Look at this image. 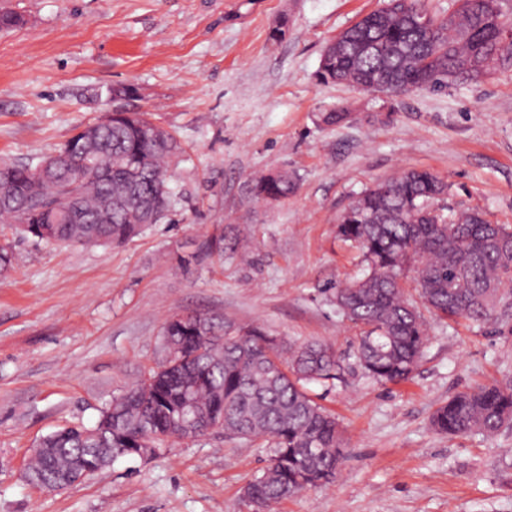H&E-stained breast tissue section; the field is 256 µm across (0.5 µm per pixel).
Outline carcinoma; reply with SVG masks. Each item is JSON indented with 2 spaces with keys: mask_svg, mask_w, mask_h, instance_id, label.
<instances>
[{
  "mask_svg": "<svg viewBox=\"0 0 512 512\" xmlns=\"http://www.w3.org/2000/svg\"><path fill=\"white\" fill-rule=\"evenodd\" d=\"M511 61L512 20L500 0H457L444 16L429 12L425 0H388L326 44L319 78L401 95L478 80ZM182 153L176 135L148 113L110 112L35 165L0 164V224L13 219L16 230L53 245L122 244L166 219L168 171ZM47 163L69 176H43ZM296 188L286 171L253 182L255 196L268 201ZM447 199L442 178L407 170L363 191L336 225L364 273L329 290L359 330L356 364L381 383L410 378L427 341L426 312L494 328L512 320V225L476 209L449 216ZM227 249L236 251L238 242L212 235L180 264L186 269ZM164 348L163 362L113 399L95 427L65 426L40 439L28 466L32 484L57 491L86 458L96 457L99 471L111 453L192 438L181 423L188 401L227 438L271 442L268 466L244 488L255 512L334 481L344 439L307 390L346 381L348 367L332 346L286 348L256 326L188 314L166 323ZM431 423L448 435L495 434L512 423V388L461 391Z\"/></svg>",
  "mask_w": 512,
  "mask_h": 512,
  "instance_id": "carcinoma-1",
  "label": "carcinoma"
}]
</instances>
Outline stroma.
<instances>
[{
	"instance_id": "1",
	"label": "stroma",
	"mask_w": 512,
	"mask_h": 512,
	"mask_svg": "<svg viewBox=\"0 0 512 512\" xmlns=\"http://www.w3.org/2000/svg\"><path fill=\"white\" fill-rule=\"evenodd\" d=\"M383 0H0V163H37L120 108L149 112L185 154L171 167L166 220L120 246H52L0 228L18 263L0 276V512H251L244 486L265 442H165L61 492L25 479L36 440L94 426L113 398L165 357L162 333L189 313L254 325L299 346L351 354L357 329L328 285L362 275L336 238L364 189L412 168L450 186L448 204L512 225V64L441 91L390 96L322 82L326 43ZM129 93L113 98V89ZM347 113L329 126L321 115ZM299 179L265 202L254 177ZM240 239L183 270L215 233ZM411 379L354 369L308 391L335 414L347 453L334 483L272 512H512V428L451 436L436 408L467 388L512 384V323L427 320Z\"/></svg>"
}]
</instances>
